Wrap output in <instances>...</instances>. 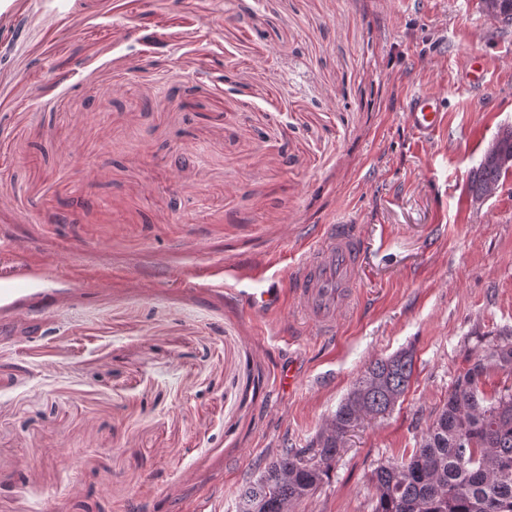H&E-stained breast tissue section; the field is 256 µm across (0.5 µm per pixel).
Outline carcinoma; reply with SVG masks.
Wrapping results in <instances>:
<instances>
[{
    "instance_id": "carcinoma-1",
    "label": "carcinoma",
    "mask_w": 512,
    "mask_h": 512,
    "mask_svg": "<svg viewBox=\"0 0 512 512\" xmlns=\"http://www.w3.org/2000/svg\"><path fill=\"white\" fill-rule=\"evenodd\" d=\"M504 173L483 157L471 191L483 195ZM413 370L409 350L370 363L316 436L319 465L307 467L298 452L282 449L244 486L238 512H291L312 495L329 478L345 435L390 412ZM492 371L512 377V342L498 343L457 377L409 458L374 470L373 512H512V388L486 393L483 379Z\"/></svg>"
}]
</instances>
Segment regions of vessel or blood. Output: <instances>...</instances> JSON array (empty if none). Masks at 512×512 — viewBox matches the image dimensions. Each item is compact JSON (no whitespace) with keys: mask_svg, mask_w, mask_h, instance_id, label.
I'll use <instances>...</instances> for the list:
<instances>
[{"mask_svg":"<svg viewBox=\"0 0 512 512\" xmlns=\"http://www.w3.org/2000/svg\"><path fill=\"white\" fill-rule=\"evenodd\" d=\"M442 100L433 93H418L407 118L420 133L439 123ZM361 239L350 218L326 225L321 242L314 246L291 275L288 288H269L250 295L247 306L254 313H270L294 303L304 320L320 332L332 331L337 312L353 299L358 286Z\"/></svg>","mask_w":512,"mask_h":512,"instance_id":"b4317fda","label":"vessel or blood"}]
</instances>
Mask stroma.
Wrapping results in <instances>:
<instances>
[{
	"mask_svg": "<svg viewBox=\"0 0 512 512\" xmlns=\"http://www.w3.org/2000/svg\"><path fill=\"white\" fill-rule=\"evenodd\" d=\"M420 91L445 112L427 139ZM507 126L512 25L481 0H11L0 269L45 271L0 299V512H236L409 350L398 404L292 510L372 512L373 470L512 330V170L470 191ZM344 216L362 265L333 335L247 311ZM442 100L433 93H418L411 101L407 118L419 133L433 130L439 123ZM507 171L508 169H503L500 165L490 161L486 152L474 171L471 181V191L477 197L484 195L487 187L491 184L499 183L502 175ZM497 190V185L490 186L484 197L494 195Z\"/></svg>",
	"mask_w": 512,
	"mask_h": 512,
	"instance_id": "1",
	"label": "stroma"
}]
</instances>
